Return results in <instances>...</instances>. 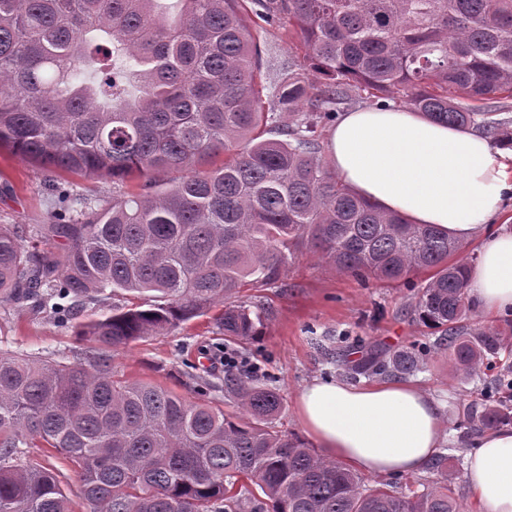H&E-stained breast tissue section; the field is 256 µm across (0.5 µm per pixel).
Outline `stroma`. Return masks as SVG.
Segmentation results:
<instances>
[{
    "mask_svg": "<svg viewBox=\"0 0 512 512\" xmlns=\"http://www.w3.org/2000/svg\"><path fill=\"white\" fill-rule=\"evenodd\" d=\"M264 82L277 79L282 69L301 61L295 47L282 41L275 30L258 33ZM67 190L71 217H79L85 205L112 197L111 180H87L63 173L55 182L9 149L0 150V224H45L59 211L57 189ZM259 307L258 335L248 341L224 337L210 316H200L167 333L151 336L112 354V372L121 379L161 386L189 399H208L235 411L232 398L225 396L224 356L244 352L258 368L261 383L280 390L285 411L280 429L301 434L294 410L299 390L312 379L345 380L331 358L347 354L360 357L358 340L372 341L387 352L412 346L435 347L440 333L426 327L411 313L414 293L402 284L367 282L336 273L327 259L303 255L289 266L276 285L252 292ZM117 295L105 304H88L79 318L58 322L50 313L37 314L28 307L0 302V354L20 353L53 360H76L88 342L79 336L78 325L91 317L111 314L126 305ZM512 366V350H501L492 369L473 378L453 373L447 359L431 356L422 372L411 381L431 395L445 415L444 449L458 459L451 484L460 496L468 489L463 463L471 447L462 437L463 411L471 404H484L485 390L497 371ZM54 471L74 512H84L80 481L72 464L51 448L30 451Z\"/></svg>",
    "mask_w": 512,
    "mask_h": 512,
    "instance_id": "35a3bbf8",
    "label": "stroma"
}]
</instances>
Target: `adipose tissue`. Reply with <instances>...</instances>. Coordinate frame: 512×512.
I'll use <instances>...</instances> for the list:
<instances>
[{"mask_svg": "<svg viewBox=\"0 0 512 512\" xmlns=\"http://www.w3.org/2000/svg\"><path fill=\"white\" fill-rule=\"evenodd\" d=\"M328 159L338 180L382 209L480 242L470 294L485 313L512 311V230L489 224L512 192V169L489 138L406 108H363L339 118ZM295 415L328 457L365 475H419L441 452L444 415L412 383L315 379L299 391ZM465 478L478 512H512V429L476 440Z\"/></svg>", "mask_w": 512, "mask_h": 512, "instance_id": "obj_1", "label": "adipose tissue"}]
</instances>
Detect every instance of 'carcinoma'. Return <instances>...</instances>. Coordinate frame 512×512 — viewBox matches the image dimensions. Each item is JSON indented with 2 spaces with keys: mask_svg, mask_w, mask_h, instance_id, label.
<instances>
[{
  "mask_svg": "<svg viewBox=\"0 0 512 512\" xmlns=\"http://www.w3.org/2000/svg\"><path fill=\"white\" fill-rule=\"evenodd\" d=\"M157 2L0 0V147L48 177L145 180L76 222L63 211L33 225L27 242L0 224V301L64 320L99 296L132 299L81 324L92 342L82 360L0 354V512H73L27 457L45 445L78 468L89 512H463L450 456L419 492L368 487L276 429L277 389L227 374L229 414L113 379L110 352L221 304L219 330L249 339L260 316L240 290L272 287L307 251L338 273L410 287L433 271L411 311L442 333L457 370L478 373L502 338L464 324L469 265L448 262L461 244L338 182L318 128L363 92L383 107L401 91L430 120L512 143L482 111L512 98V0H178L173 15ZM267 27L309 62L274 86L276 106L298 117L284 139L264 137L273 117L254 31ZM220 152L223 165L201 169ZM335 363L352 379L402 377L426 359L370 345L356 365ZM466 423L512 425V406H473Z\"/></svg>",
  "mask_w": 512,
  "mask_h": 512,
  "instance_id": "cac0c4a2",
  "label": "carcinoma"
}]
</instances>
